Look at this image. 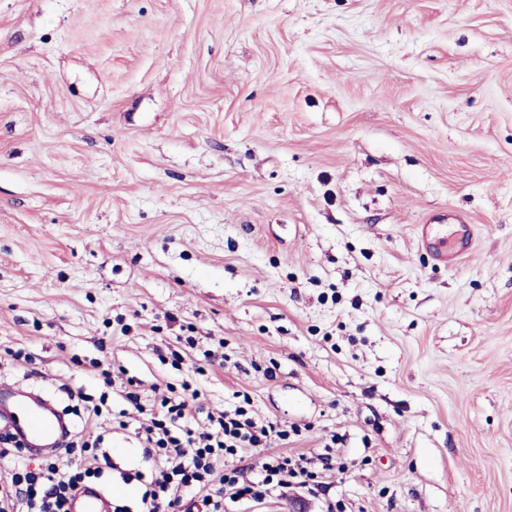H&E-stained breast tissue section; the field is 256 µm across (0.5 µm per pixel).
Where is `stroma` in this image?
<instances>
[{
    "mask_svg": "<svg viewBox=\"0 0 512 512\" xmlns=\"http://www.w3.org/2000/svg\"><path fill=\"white\" fill-rule=\"evenodd\" d=\"M1 380L131 512L185 385L338 464L226 512H512V0H0Z\"/></svg>",
    "mask_w": 512,
    "mask_h": 512,
    "instance_id": "35a3bbf8",
    "label": "stroma"
}]
</instances>
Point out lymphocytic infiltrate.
I'll use <instances>...</instances> for the list:
<instances>
[{"label":"lymphocytic infiltrate","mask_w":512,"mask_h":512,"mask_svg":"<svg viewBox=\"0 0 512 512\" xmlns=\"http://www.w3.org/2000/svg\"><path fill=\"white\" fill-rule=\"evenodd\" d=\"M189 409L188 397L160 396L135 430L144 454L159 462L140 499L143 512H182L185 492L208 485L217 488L204 501L209 512H224L228 501L258 502L295 484L323 490L320 472L333 469L332 457L315 461L274 452L289 436L278 422L255 417L245 404L208 413L206 429L198 431L188 424ZM103 440L90 430L81 443H67L71 460L64 470L49 460L33 469L15 466L0 483V512H68L73 491L103 473L98 456ZM245 449L259 455L258 465L233 464Z\"/></svg>","instance_id":"1"}]
</instances>
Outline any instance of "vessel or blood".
<instances>
[{
	"mask_svg": "<svg viewBox=\"0 0 512 512\" xmlns=\"http://www.w3.org/2000/svg\"><path fill=\"white\" fill-rule=\"evenodd\" d=\"M0 430L9 433L21 452L54 457L70 425L49 399L0 382ZM111 492L96 485L79 488L69 502V512H109Z\"/></svg>",
	"mask_w": 512,
	"mask_h": 512,
	"instance_id": "vessel-or-blood-1",
	"label": "vessel or blood"
}]
</instances>
